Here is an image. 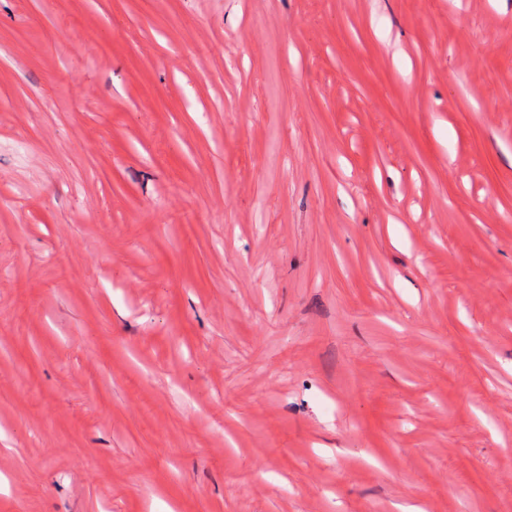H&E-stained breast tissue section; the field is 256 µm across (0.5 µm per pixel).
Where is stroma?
Instances as JSON below:
<instances>
[{
  "mask_svg": "<svg viewBox=\"0 0 512 512\" xmlns=\"http://www.w3.org/2000/svg\"><path fill=\"white\" fill-rule=\"evenodd\" d=\"M507 127L512 0H0V512H512Z\"/></svg>",
  "mask_w": 512,
  "mask_h": 512,
  "instance_id": "obj_1",
  "label": "stroma"
}]
</instances>
